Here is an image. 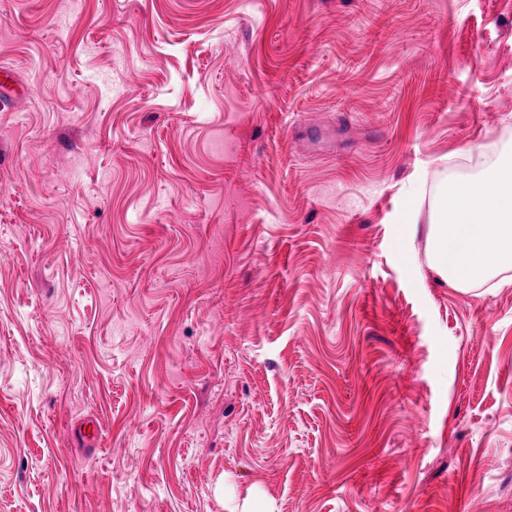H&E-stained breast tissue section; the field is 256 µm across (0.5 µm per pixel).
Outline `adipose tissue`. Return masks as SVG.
Here are the masks:
<instances>
[{"mask_svg": "<svg viewBox=\"0 0 512 512\" xmlns=\"http://www.w3.org/2000/svg\"><path fill=\"white\" fill-rule=\"evenodd\" d=\"M431 264L458 284L489 281L512 268V159L483 179L446 190L431 233Z\"/></svg>", "mask_w": 512, "mask_h": 512, "instance_id": "adipose-tissue-1", "label": "adipose tissue"}]
</instances>
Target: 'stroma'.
Segmentation results:
<instances>
[{
    "instance_id": "35a3bbf8",
    "label": "stroma",
    "mask_w": 512,
    "mask_h": 512,
    "mask_svg": "<svg viewBox=\"0 0 512 512\" xmlns=\"http://www.w3.org/2000/svg\"><path fill=\"white\" fill-rule=\"evenodd\" d=\"M0 64V512H512V269L429 240L512 0H0Z\"/></svg>"
}]
</instances>
